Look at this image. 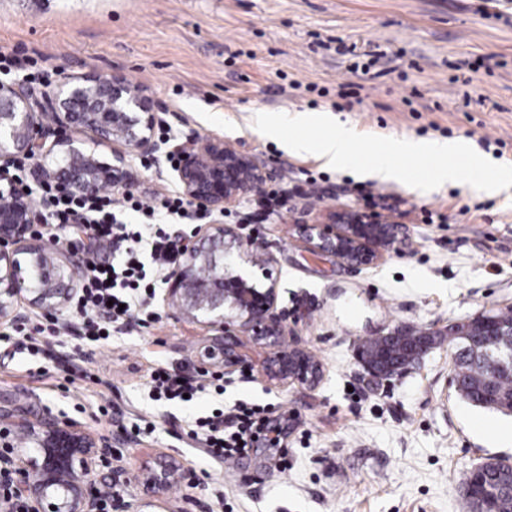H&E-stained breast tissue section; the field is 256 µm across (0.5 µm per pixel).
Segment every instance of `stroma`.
<instances>
[{"instance_id": "obj_1", "label": "stroma", "mask_w": 512, "mask_h": 512, "mask_svg": "<svg viewBox=\"0 0 512 512\" xmlns=\"http://www.w3.org/2000/svg\"><path fill=\"white\" fill-rule=\"evenodd\" d=\"M0 49L21 60L0 81L121 76L163 104L173 133L221 137L272 164L287 206L253 194L184 230L240 224L255 250L273 254L284 343L308 350L323 370L313 388L270 384L265 349L246 344L245 368L225 375L223 397L153 401L148 369L201 373L207 336L158 296L156 321L86 346L80 369L74 336L35 354L27 337L0 325V408L68 418L111 439L102 475L162 461L193 475L159 496L133 483L112 512H470L458 474L512 458V438L497 432L512 416L459 397L445 333L512 307V196L449 184L419 196L328 170L289 156L242 117L326 110L363 134L461 139L512 164V0H0ZM369 191L382 197L377 212L399 225L401 254L354 272L293 233L292 220L365 206ZM394 328L442 338L419 366L379 381L355 353ZM239 399L268 407L280 444L210 462L187 433L197 417ZM142 417L153 431L136 430Z\"/></svg>"}]
</instances>
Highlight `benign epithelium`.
Returning a JSON list of instances; mask_svg holds the SVG:
<instances>
[{
	"mask_svg": "<svg viewBox=\"0 0 512 512\" xmlns=\"http://www.w3.org/2000/svg\"><path fill=\"white\" fill-rule=\"evenodd\" d=\"M159 123L158 104L124 77L61 73L56 84L42 89L25 78L0 82V320L19 317L23 298L31 310L59 311L78 291L83 242H64L57 233L32 234L34 225L47 223L35 201L44 184L65 194H93L107 187L124 192L131 185L134 160L149 158L156 178L174 179L192 206L222 213L275 176L274 169L219 137H162ZM84 131L112 144V162L100 160L77 138ZM21 158L31 161L28 183L8 173ZM295 231L312 252L331 254L355 270L400 252L398 227L358 207L331 210L313 224L298 221ZM251 246L236 225H204L167 273L165 301L181 319L214 332L206 348L224 351V371L240 367L239 345L245 337L268 349L263 364L267 381L313 387L321 379V365L305 349L281 345L288 326L278 308L276 260L268 252L253 255ZM20 254L30 256L26 269ZM479 318L498 340L470 338L464 353L474 358L494 354L512 374V322L488 314ZM0 419L8 420L7 434L28 440L35 451L15 448L0 458V467L17 475L15 497L34 512H99L97 467L111 440L95 438L80 423L58 417L30 420L8 412ZM174 475L164 468L136 475L120 469L113 472V481L128 485L135 480L164 492Z\"/></svg>",
	"mask_w": 512,
	"mask_h": 512,
	"instance_id": "7a95c632",
	"label": "benign epithelium"
}]
</instances>
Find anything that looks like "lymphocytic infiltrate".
Instances as JSON below:
<instances>
[{
  "mask_svg": "<svg viewBox=\"0 0 512 512\" xmlns=\"http://www.w3.org/2000/svg\"><path fill=\"white\" fill-rule=\"evenodd\" d=\"M56 226H79L92 240L97 253L81 275V287L70 303L78 336L94 342L111 335L113 325L130 324L149 316L150 301L162 276L179 260L181 246L168 230L170 223L189 217L188 203L176 190L157 197L126 193L115 197L103 192L93 197L62 194L46 185L39 199ZM143 216L140 224L121 221L119 212ZM156 398L169 401L212 390L224 391V375H183L156 367L148 374ZM271 432L266 409L241 400L231 408H216L198 417L189 437L216 463L246 456L257 439Z\"/></svg>",
  "mask_w": 512,
  "mask_h": 512,
  "instance_id": "obj_1",
  "label": "lymphocytic infiltrate"
}]
</instances>
